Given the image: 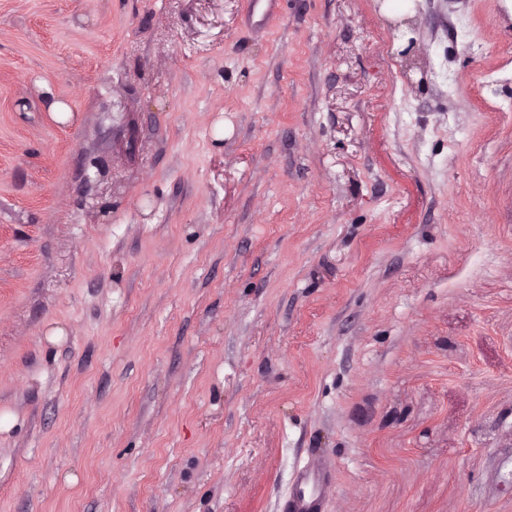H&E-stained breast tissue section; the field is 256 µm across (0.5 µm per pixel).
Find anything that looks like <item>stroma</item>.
I'll return each mask as SVG.
<instances>
[{
	"label": "stroma",
	"mask_w": 512,
	"mask_h": 512,
	"mask_svg": "<svg viewBox=\"0 0 512 512\" xmlns=\"http://www.w3.org/2000/svg\"><path fill=\"white\" fill-rule=\"evenodd\" d=\"M387 2L0 0V512H512V0ZM323 477L314 466L302 469L296 476L294 491L288 501L289 512H319Z\"/></svg>",
	"instance_id": "1"
}]
</instances>
